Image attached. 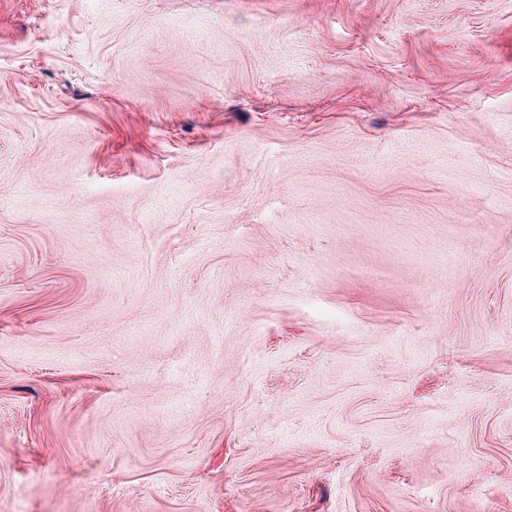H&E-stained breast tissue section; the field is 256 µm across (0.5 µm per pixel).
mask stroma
<instances>
[{
  "label": "stroma",
  "instance_id": "stroma-1",
  "mask_svg": "<svg viewBox=\"0 0 512 512\" xmlns=\"http://www.w3.org/2000/svg\"><path fill=\"white\" fill-rule=\"evenodd\" d=\"M0 512H512V0H0Z\"/></svg>",
  "mask_w": 512,
  "mask_h": 512
}]
</instances>
